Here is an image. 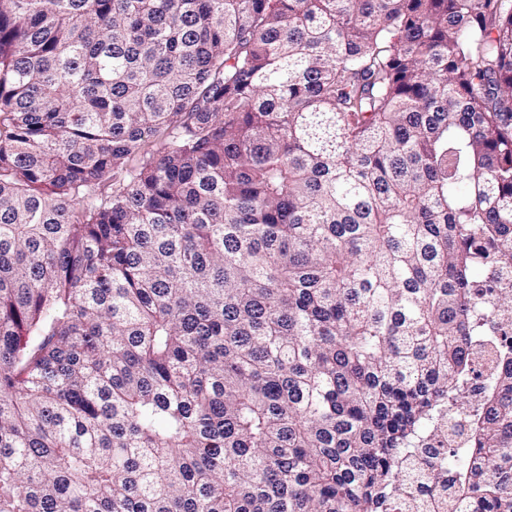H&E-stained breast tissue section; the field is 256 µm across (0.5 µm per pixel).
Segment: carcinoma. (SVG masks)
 I'll return each mask as SVG.
<instances>
[{
  "mask_svg": "<svg viewBox=\"0 0 512 512\" xmlns=\"http://www.w3.org/2000/svg\"><path fill=\"white\" fill-rule=\"evenodd\" d=\"M510 273L512 0H0V512H512Z\"/></svg>",
  "mask_w": 512,
  "mask_h": 512,
  "instance_id": "carcinoma-1",
  "label": "carcinoma"
}]
</instances>
